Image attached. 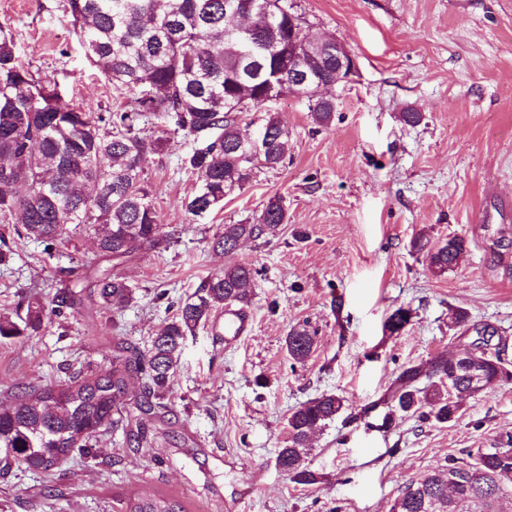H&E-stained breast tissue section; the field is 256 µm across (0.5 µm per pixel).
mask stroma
<instances>
[{
	"instance_id": "35a3bbf8",
	"label": "stroma",
	"mask_w": 512,
	"mask_h": 512,
	"mask_svg": "<svg viewBox=\"0 0 512 512\" xmlns=\"http://www.w3.org/2000/svg\"><path fill=\"white\" fill-rule=\"evenodd\" d=\"M313 31L346 43L358 69L327 92L329 127L307 101L272 103L290 131L283 165L258 167L240 192L202 216L182 200L200 184L182 160L191 147L171 136L143 167L159 223L170 240L114 265L77 229L64 245L15 239L0 265V313L31 298L50 305L63 268L112 269L136 290L106 311L87 302L52 316L34 336L0 339V402L28 387L69 383L103 363L115 341L149 346L178 306L229 261L257 271L248 336L224 344L210 327L188 337L166 400L170 422L146 420L155 447L133 453L121 433L73 454L52 475L0 472V512H125L141 494L171 496L184 512H391L396 498L449 459L512 434V384L467 398L464 415L439 424L390 412L383 399L401 370L463 350L491 330L512 360V0H293ZM64 0H0L16 51L73 103L107 112L121 102L89 62ZM406 112L421 113L406 124ZM282 198L287 224L270 240L215 252L225 225L253 222ZM467 249L434 273L416 237L430 246L452 236ZM407 308L397 334L388 316ZM466 311L450 327L448 315ZM308 330L304 363L285 338ZM325 392L346 407L312 438V485L276 464L288 416Z\"/></svg>"
}]
</instances>
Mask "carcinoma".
Segmentation results:
<instances>
[{
	"instance_id": "cac0c4a2",
	"label": "carcinoma",
	"mask_w": 512,
	"mask_h": 512,
	"mask_svg": "<svg viewBox=\"0 0 512 512\" xmlns=\"http://www.w3.org/2000/svg\"><path fill=\"white\" fill-rule=\"evenodd\" d=\"M254 10L246 26L231 16L243 0H66L78 26L80 44L89 61L125 96L112 112H91L67 102L58 81L35 77L15 50L10 26L0 23V226L19 237L52 246L78 226L87 228L98 252L118 263L138 251L167 240L158 223L153 192L144 177L148 153H160L167 135L193 138L184 166L201 178L183 200V208L200 216L242 190L263 165L284 163L288 127L278 113L266 111L256 128L269 138L265 154L256 158L248 145L253 132L240 127L239 114L293 94L308 102L313 121L329 125L336 103L318 96V87L301 92L282 85L288 56L295 51L314 62L322 79L336 74V55L308 25L294 23L288 0H249ZM166 124L162 134L147 133L152 120ZM288 222L282 200L268 201L251 224H226L213 250L233 254L239 242L275 234ZM461 236L432 249L422 238L429 266L444 272L466 250ZM257 271L235 263L204 281L180 303L176 316L142 350L128 342L112 349V359L75 377L70 383L23 391L0 405V464L49 473L77 451L94 454L95 435L122 428L129 448H150L152 438L140 417L170 413L163 399L180 366L186 338L205 326L212 312L225 305L245 306ZM104 309L121 307L135 289L124 278L99 270L89 285L81 276L52 299L62 314L81 304L83 291ZM46 313L38 302L27 304L14 321L0 315V338L38 332ZM405 308L394 310L384 329L394 335L408 324ZM470 345L469 356L480 361L483 387L472 385L469 373L454 367L451 357L434 359L429 371L420 365L402 370L387 401L403 412L429 408L441 423L463 416L462 401L512 382L506 344L488 349L486 331ZM314 338L305 329L286 337L289 357L304 362ZM141 374L145 383L127 401V379ZM434 379L428 389L414 386L422 377ZM345 399L324 393L291 411L288 442L276 463L300 485L317 482L306 464L310 436L333 420ZM471 461H448V468L409 485L395 500L392 512H501L512 501V434L493 448H478ZM125 512H183L181 505L158 495L137 496Z\"/></svg>"
}]
</instances>
